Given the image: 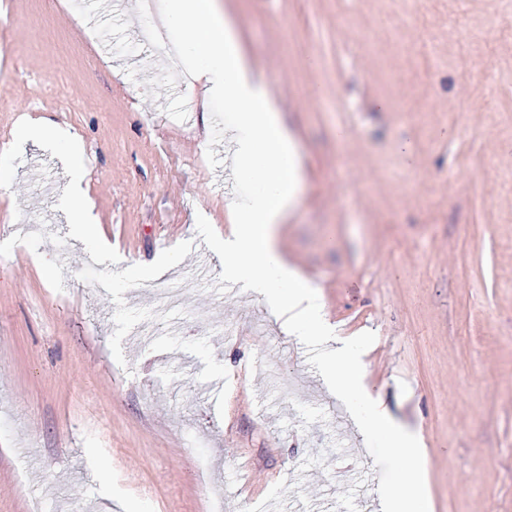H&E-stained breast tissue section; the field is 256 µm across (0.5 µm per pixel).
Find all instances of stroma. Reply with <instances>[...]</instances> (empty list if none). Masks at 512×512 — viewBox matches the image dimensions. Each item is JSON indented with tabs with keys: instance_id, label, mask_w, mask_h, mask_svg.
<instances>
[{
	"instance_id": "35a3bbf8",
	"label": "stroma",
	"mask_w": 512,
	"mask_h": 512,
	"mask_svg": "<svg viewBox=\"0 0 512 512\" xmlns=\"http://www.w3.org/2000/svg\"><path fill=\"white\" fill-rule=\"evenodd\" d=\"M141 2L0 0V512H381L402 459L369 407L199 254L252 191L236 115L161 79ZM219 4L299 148L281 253L419 439L429 512H512V0ZM24 117L81 142L111 253ZM68 150L74 159V164L71 170V182L74 190L68 199V208L71 214L69 222L70 232L72 236L77 239H85L99 243L100 238L96 235V224H92L87 201L81 192V185L85 178V169L81 162V144L76 140L71 141L69 143Z\"/></svg>"
}]
</instances>
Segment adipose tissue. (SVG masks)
<instances>
[{
  "label": "adipose tissue",
  "mask_w": 512,
  "mask_h": 512,
  "mask_svg": "<svg viewBox=\"0 0 512 512\" xmlns=\"http://www.w3.org/2000/svg\"><path fill=\"white\" fill-rule=\"evenodd\" d=\"M166 11L169 23L180 29L191 48L193 79L203 82L210 94L241 108L234 137L237 171L253 184L254 194L237 209L228 234H213L214 251L223 255L225 270L279 305L286 328H304L319 342L329 343L325 359L329 388L340 396L359 395L370 407L374 424L403 459L400 479L386 496L385 512H423L419 476L426 462L415 448L413 434L395 423L380 395L366 384L362 368L347 355L345 340L324 319L318 297L279 251V226L299 202L301 179L297 148L265 82L252 72L217 0H167ZM68 150L74 159L70 232L93 242L97 229L80 190L85 178L82 148L73 141Z\"/></svg>",
  "instance_id": "1"
}]
</instances>
